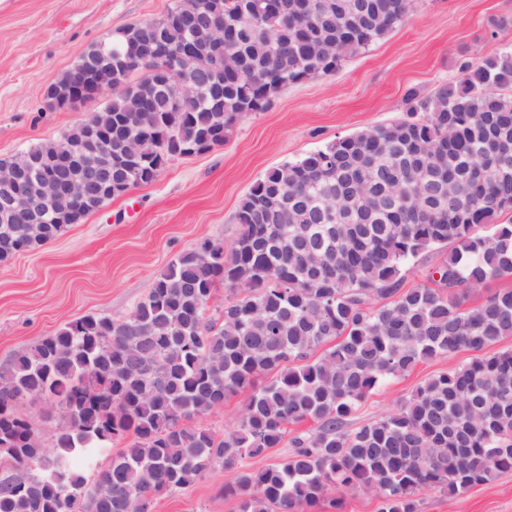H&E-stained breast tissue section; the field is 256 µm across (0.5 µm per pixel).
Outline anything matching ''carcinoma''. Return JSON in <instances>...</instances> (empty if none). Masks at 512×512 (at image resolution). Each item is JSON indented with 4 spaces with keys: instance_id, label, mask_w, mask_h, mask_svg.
<instances>
[{
    "instance_id": "obj_1",
    "label": "carcinoma",
    "mask_w": 512,
    "mask_h": 512,
    "mask_svg": "<svg viewBox=\"0 0 512 512\" xmlns=\"http://www.w3.org/2000/svg\"><path fill=\"white\" fill-rule=\"evenodd\" d=\"M174 0L165 15L126 26L86 55L112 65L126 90L112 100V194L72 209L57 201L45 224L0 221V263L56 238L134 184L156 180L174 156L224 145L242 117L267 108L306 74L341 62L402 24L412 0ZM224 10V70L201 69L208 15ZM174 61L186 93L152 61ZM137 73L140 78L132 79ZM70 72L51 82L47 104ZM420 114L338 139L257 180L240 201L230 247L206 240L181 253L124 320L68 322L0 368V512H140L139 501L191 486L284 445L285 461L241 472L224 494L238 512H313L331 490L373 489L379 512H416V490L456 495L512 470V288L475 306L468 295L512 279V51L461 67ZM135 139L136 163L125 143ZM61 146L92 165L77 125L3 165L39 183L38 161ZM483 158L484 175L468 179ZM452 245L437 287L404 288L407 265ZM243 293L207 315L217 284ZM470 351L469 361L423 381L393 411L348 421L382 384L419 363ZM247 394L222 436L189 425ZM38 400L58 427L53 449L15 411ZM313 421L294 433L289 426ZM126 443L90 480L96 458Z\"/></svg>"
}]
</instances>
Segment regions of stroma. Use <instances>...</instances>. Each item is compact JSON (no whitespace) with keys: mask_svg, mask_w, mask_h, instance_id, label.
<instances>
[{"mask_svg":"<svg viewBox=\"0 0 512 512\" xmlns=\"http://www.w3.org/2000/svg\"><path fill=\"white\" fill-rule=\"evenodd\" d=\"M172 0H0V159L58 140L104 99L47 107L44 90L92 46ZM512 49V0H414L408 21L347 57L330 75L292 84L266 110L240 119L223 146L170 160L154 182L113 198L55 240L0 263V367L88 314L126 318L182 252L211 239L231 244L238 204L270 169L351 134L408 119L405 93L432 94L464 63ZM469 352L418 364L376 390L349 420L390 412L423 380L467 362ZM274 448L219 467L155 497L151 512H238L224 486L241 469L285 461ZM417 512H512V472L451 496L416 491Z\"/></svg>","mask_w":512,"mask_h":512,"instance_id":"stroma-1","label":"stroma"}]
</instances>
